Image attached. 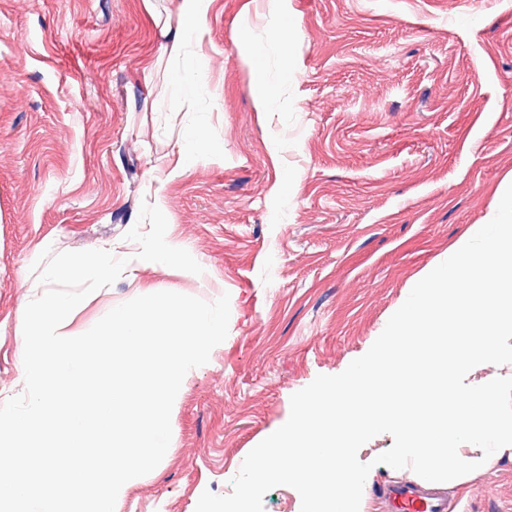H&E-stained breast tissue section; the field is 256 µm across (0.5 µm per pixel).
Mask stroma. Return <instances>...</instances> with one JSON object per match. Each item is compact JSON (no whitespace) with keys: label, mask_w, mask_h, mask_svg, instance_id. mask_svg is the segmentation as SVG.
Listing matches in <instances>:
<instances>
[{"label":"stroma","mask_w":512,"mask_h":512,"mask_svg":"<svg viewBox=\"0 0 512 512\" xmlns=\"http://www.w3.org/2000/svg\"><path fill=\"white\" fill-rule=\"evenodd\" d=\"M184 26L180 0H0V404L24 390L19 331L45 249L178 254L126 265L79 332L148 290L230 296L165 457L115 512L230 494L292 394L363 356L512 184V0H212L202 33ZM191 127L211 150L189 162ZM392 444L359 451L362 512L414 476L375 464ZM447 495L512 512V462Z\"/></svg>","instance_id":"stroma-1"}]
</instances>
